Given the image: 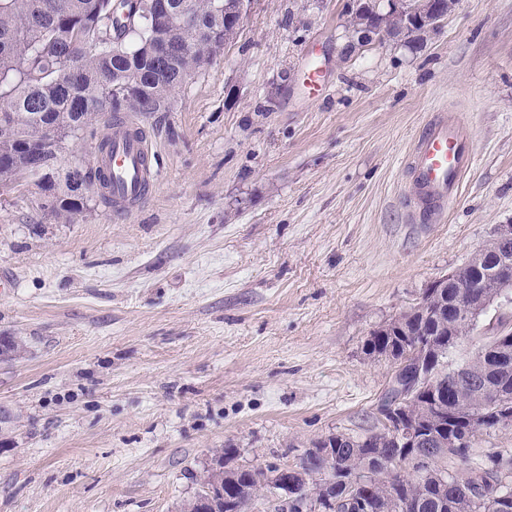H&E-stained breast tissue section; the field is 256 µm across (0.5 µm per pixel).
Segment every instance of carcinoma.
Wrapping results in <instances>:
<instances>
[{"mask_svg": "<svg viewBox=\"0 0 512 512\" xmlns=\"http://www.w3.org/2000/svg\"><path fill=\"white\" fill-rule=\"evenodd\" d=\"M191 4L195 26L176 33L165 22L145 23L148 0H0V183L35 184L70 221L102 197L105 181L95 162L65 166L62 153L73 139L96 137L93 123L106 112L147 118L170 111L187 72L223 50V32L233 22L216 13L214 0ZM351 15L366 45L400 29L397 21L381 23L371 0H353ZM506 262L512 251L488 241L480 264L470 261L440 287L425 289V314L408 310L366 340L367 353L391 360L402 377L432 375L417 380L412 408L420 427L406 454L398 456L386 427L365 438L331 434L314 442L332 450L331 462L308 453L294 464L315 477L298 485L297 495L313 491L329 471L336 512H498L496 489L512 485V459L497 452L473 466L469 448L483 431L512 426V353L502 362L494 352L507 322L479 339L467 362L448 365V352L474 331L477 303ZM430 337L440 345L436 352L425 351ZM452 438L466 442L450 448ZM235 453L213 454L198 496L208 497L210 478ZM406 465L418 477L398 473ZM257 473L238 471L224 497L244 505L257 499Z\"/></svg>", "mask_w": 512, "mask_h": 512, "instance_id": "carcinoma-1", "label": "carcinoma"}]
</instances>
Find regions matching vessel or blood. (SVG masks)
<instances>
[{
  "mask_svg": "<svg viewBox=\"0 0 512 512\" xmlns=\"http://www.w3.org/2000/svg\"><path fill=\"white\" fill-rule=\"evenodd\" d=\"M141 125L126 117L112 126V139L103 162L107 193L114 214L129 213L155 185L159 171ZM475 162L471 128L462 116L437 113L413 142L407 157L410 176L405 206L411 222H442L462 194L466 174Z\"/></svg>",
  "mask_w": 512,
  "mask_h": 512,
  "instance_id": "1",
  "label": "vessel or blood"
}]
</instances>
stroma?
<instances>
[{"label": "stroma", "instance_id": "obj_1", "mask_svg": "<svg viewBox=\"0 0 512 512\" xmlns=\"http://www.w3.org/2000/svg\"><path fill=\"white\" fill-rule=\"evenodd\" d=\"M352 3L251 0L144 119L159 177L125 217L0 184V336L24 344L0 356V512H184L217 449L292 465L379 430L391 363L366 338L512 224V0L363 46ZM438 112L475 164L412 224L405 159Z\"/></svg>", "mask_w": 512, "mask_h": 512}]
</instances>
